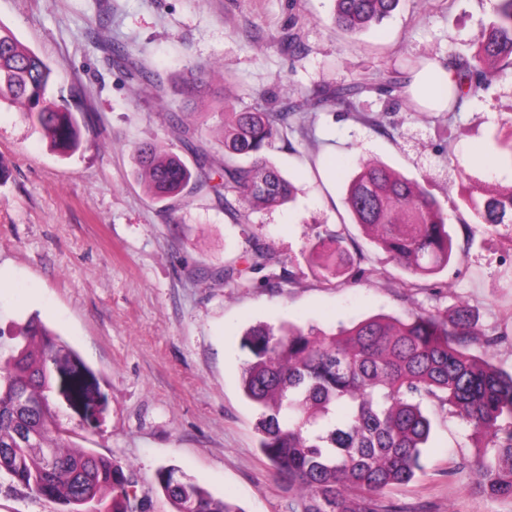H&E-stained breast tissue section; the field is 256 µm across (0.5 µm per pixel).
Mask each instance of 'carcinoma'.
<instances>
[{"label": "carcinoma", "instance_id": "carcinoma-1", "mask_svg": "<svg viewBox=\"0 0 512 512\" xmlns=\"http://www.w3.org/2000/svg\"><path fill=\"white\" fill-rule=\"evenodd\" d=\"M334 26L361 34L392 17L401 0H333ZM447 66L465 79L466 93L489 88L512 68V0H497L484 41L470 55L448 57ZM422 68L411 58L394 84L404 88ZM56 67L24 46L0 25V102L24 107L23 115L62 156L80 149L82 123L53 93ZM361 92L339 85L316 97L300 96L279 112L238 110L224 103V156L217 158L191 142L194 166L153 144L135 148L137 175L151 197L166 200L185 189L210 191L234 223L246 220L240 204H281L292 186L266 158L290 118L336 102L347 108ZM473 223L512 224V189L470 191L463 198ZM353 223L395 262L417 277L408 288L452 263L457 254L448 231L450 217L419 183L376 159L360 163L347 186ZM342 234L318 231L310 256L323 280L347 276L371 281L379 270L354 266ZM272 266L258 237L251 239L247 268L227 265L206 278L227 288H249V273ZM480 340L494 347L502 336L481 334L471 308L453 314L414 312L404 317L374 316L347 327L324 330L295 324L250 329L241 347L250 354L242 384L259 410L258 448L274 474L295 492L289 512H428L392 497L425 470L433 404L458 417L485 439L474 458L448 464L453 481L465 470L479 474L477 491L512 502V371L489 366L471 352ZM10 353L0 356V473L29 492L58 501L62 512H149L137 494L130 469L90 448L68 442L52 398L59 337L37 316L12 335ZM71 393L82 402L83 363L70 354ZM156 480L172 512H241L232 499L213 495L173 466L158 469Z\"/></svg>", "mask_w": 512, "mask_h": 512}]
</instances>
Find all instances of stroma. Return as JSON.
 Returning <instances> with one entry per match:
<instances>
[{
  "label": "stroma",
  "mask_w": 512,
  "mask_h": 512,
  "mask_svg": "<svg viewBox=\"0 0 512 512\" xmlns=\"http://www.w3.org/2000/svg\"><path fill=\"white\" fill-rule=\"evenodd\" d=\"M496 0H402L392 18L369 32L334 29L332 0H0V24L58 69L63 92L82 93L84 145L70 156L52 151L19 108L0 103V159L11 177L0 183V269L14 287L0 289V350L33 315L78 353L91 388L103 395L100 424L88 430L80 412L58 401L70 442L119 460L137 479L150 512H171L155 481L174 466L244 512H288L294 497L258 448L259 412L242 391L249 354L241 338L258 325L293 322L330 329L374 315L449 313L468 302L481 331L508 332L494 348L474 346L489 363L512 370V224L469 223L460 206L465 186H512V162L501 140L512 121V70L448 112H411L389 79L404 59L446 61L475 51ZM305 46H282L288 33ZM154 71L150 87L116 67L110 45ZM210 64L209 90H188L183 77ZM366 90L358 109L329 105L306 113L266 156L294 187L280 206L251 210L232 223L210 193L178 201L152 199L135 175L134 147L155 142L184 160L192 155L171 126V112H194L197 145L220 152L224 94L255 111L277 110L299 92L340 84ZM336 152V177L319 164ZM374 158L436 196L447 213L458 258L411 291L409 272L353 224L346 189L355 163ZM339 231L365 268L385 279L329 285L308 261L315 232ZM259 237L288 269L290 281L251 287L202 281L201 272L242 261ZM434 432L426 470L405 501L433 512H512L448 482L450 461L473 456L477 441L461 420L431 408ZM0 512H60L0 475Z\"/></svg>",
  "instance_id": "35a3bbf8"
}]
</instances>
